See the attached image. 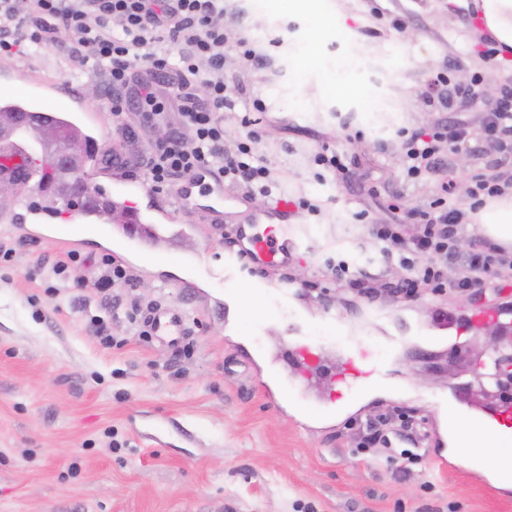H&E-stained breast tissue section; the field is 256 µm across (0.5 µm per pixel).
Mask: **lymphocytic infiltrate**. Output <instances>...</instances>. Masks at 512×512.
Listing matches in <instances>:
<instances>
[{
    "mask_svg": "<svg viewBox=\"0 0 512 512\" xmlns=\"http://www.w3.org/2000/svg\"><path fill=\"white\" fill-rule=\"evenodd\" d=\"M72 33L70 51L92 61L104 74L114 115L135 106L163 116L167 102L157 85L177 87L179 124L145 150L143 159L155 191L207 169L225 183L243 187L247 196H266L273 181L255 155L254 133L224 143L217 113L233 109L239 93L224 78V0H0V61L53 46L60 33ZM177 46L170 54L169 46ZM468 134L464 120L443 122L428 132L401 131L408 179L443 165L446 144ZM451 189L428 209L411 211L415 233L401 224L372 227L385 263L406 270L396 293L415 297L429 289L440 293L482 284L502 287L512 281V254L503 249L474 254L456 279L444 263L455 260L458 225L469 223L488 199L512 195V183L477 180L469 210L455 208Z\"/></svg>",
    "mask_w": 512,
    "mask_h": 512,
    "instance_id": "1",
    "label": "lymphocytic infiltrate"
}]
</instances>
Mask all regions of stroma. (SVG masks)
I'll use <instances>...</instances> for the list:
<instances>
[{
	"mask_svg": "<svg viewBox=\"0 0 512 512\" xmlns=\"http://www.w3.org/2000/svg\"><path fill=\"white\" fill-rule=\"evenodd\" d=\"M319 14L295 0H224V76L240 98L223 113L227 141L254 131L256 154L274 197L305 198L317 213L288 219L304 242L284 269L253 277L224 270L225 249L245 212L271 198L240 202L224 189L223 229L184 224L148 256L130 255V284L98 293L95 263L110 248L108 222L54 217L56 233L28 238L23 223L0 221V243L15 245L0 268V512H512V486L487 490L477 479L492 457L435 463L387 462L383 448L355 449L357 422L401 409L441 420L457 392L481 397L468 373H449L448 352L482 347V331L439 333L478 309L512 306V288L446 290L402 299L390 289L370 227L427 208L444 181L474 187L477 177L512 174V140L484 136L497 100L484 85L512 91V53L482 54L493 35L476 0H320ZM402 20L407 31L394 29ZM267 54L256 71L238 58L239 41ZM70 35L38 53L0 63V99L27 98L57 111L107 99L91 63L71 55ZM479 75L475 96L435 106V72ZM260 99L264 112H254ZM464 113L466 139L448 165L406 180L400 130L430 131ZM343 155L348 179L322 173V146ZM469 162L459 165V152ZM396 204L390 212L388 204ZM76 250L57 294L31 278L37 261ZM344 260L377 273L373 293L332 282L327 264ZM286 281V301L265 291ZM164 304L182 312L191 336L178 348L141 335L127 312ZM339 344L351 336L406 392L380 393L341 416L271 411L269 377L293 382L278 361L298 334Z\"/></svg>",
	"mask_w": 512,
	"mask_h": 512,
	"instance_id": "1",
	"label": "stroma"
}]
</instances>
